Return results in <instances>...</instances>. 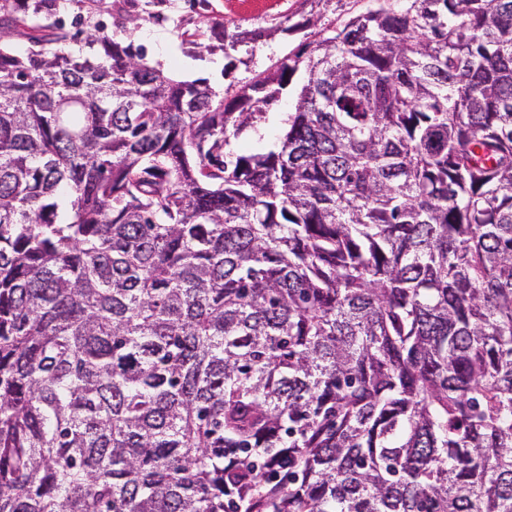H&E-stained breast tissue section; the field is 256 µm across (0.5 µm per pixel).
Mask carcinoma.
Returning a JSON list of instances; mask_svg holds the SVG:
<instances>
[{
	"label": "carcinoma",
	"mask_w": 512,
	"mask_h": 512,
	"mask_svg": "<svg viewBox=\"0 0 512 512\" xmlns=\"http://www.w3.org/2000/svg\"><path fill=\"white\" fill-rule=\"evenodd\" d=\"M58 2L0 0V512H512V0L227 104ZM289 102V103H288ZM291 108V99L289 101L288 98H283L280 102L274 104L269 114V121L262 125L261 132L265 135L264 143L267 145H271L276 140V137L280 130V119H282L285 115L284 112H288V109Z\"/></svg>",
	"instance_id": "cac0c4a2"
}]
</instances>
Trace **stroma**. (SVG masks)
I'll list each match as a JSON object with an SVG mask.
<instances>
[{
  "instance_id": "stroma-1",
  "label": "stroma",
  "mask_w": 512,
  "mask_h": 512,
  "mask_svg": "<svg viewBox=\"0 0 512 512\" xmlns=\"http://www.w3.org/2000/svg\"><path fill=\"white\" fill-rule=\"evenodd\" d=\"M370 0H264L245 7L240 0H62L65 20L80 29L102 25L104 34L145 47L152 63L178 79L196 66L217 93L240 88L277 59L300 53L309 36L307 20L328 27L333 21L365 10ZM228 31H253L257 38L230 51L207 37L211 22ZM293 32H286V25Z\"/></svg>"
}]
</instances>
